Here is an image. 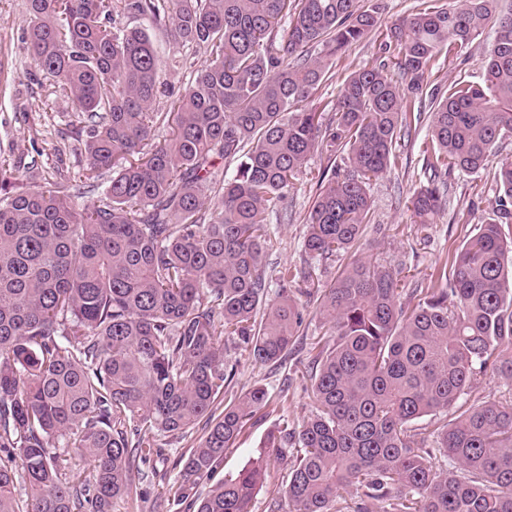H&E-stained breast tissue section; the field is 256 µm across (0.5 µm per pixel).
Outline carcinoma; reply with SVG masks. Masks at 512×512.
Listing matches in <instances>:
<instances>
[{"label":"carcinoma","instance_id":"cac0c4a2","mask_svg":"<svg viewBox=\"0 0 512 512\" xmlns=\"http://www.w3.org/2000/svg\"><path fill=\"white\" fill-rule=\"evenodd\" d=\"M27 15L30 84L51 79L73 104L85 182L109 168L112 179L80 208L64 168L31 187L0 164V512H112L131 491L132 465L160 452L157 437L203 420L173 494L181 503L187 482L211 477L270 401L256 386L222 402L224 338L262 363L282 360L302 321L291 286L309 294L319 279L283 265L268 298L263 258L278 248L269 224L287 216L297 174L320 147L341 158L309 213L304 251L349 252L426 68L490 27L484 83L434 98L424 150L433 178L409 198L426 227L443 203L437 177L478 172L512 139V12L454 0L393 24L379 49L404 84L383 60L356 70L328 119L308 100L329 61L380 27V0H27ZM121 17L209 50L172 111L154 109L162 63L149 34L119 27ZM160 124L171 135L156 142ZM227 159L239 165L221 181ZM497 185L498 215L443 266L440 287L403 303L397 271L357 259L316 288L315 413L299 428L274 424L257 457L193 512H252L271 448L294 449L287 512H374L376 502L381 512H512V401L461 404L490 372L512 380V162ZM426 416L431 432L416 427ZM60 447L87 466L72 467Z\"/></svg>","mask_w":512,"mask_h":512}]
</instances>
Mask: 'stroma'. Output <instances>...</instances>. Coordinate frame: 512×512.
I'll use <instances>...</instances> for the list:
<instances>
[{
  "instance_id": "stroma-1",
  "label": "stroma",
  "mask_w": 512,
  "mask_h": 512,
  "mask_svg": "<svg viewBox=\"0 0 512 512\" xmlns=\"http://www.w3.org/2000/svg\"><path fill=\"white\" fill-rule=\"evenodd\" d=\"M25 26V0H0V157L16 163L15 175L24 184H44L45 180L53 178L61 160L68 167L72 184H80L84 165L80 144L67 140L66 155L61 160L53 151L59 132L70 130L75 120L72 105L48 81L38 92H31L28 75L34 72L35 64L22 39ZM150 35L160 58L175 56L183 61L182 67L165 70L162 75L169 93L158 97L155 109L165 112L173 101V93L181 92L192 81L208 54L195 46L173 42L163 29L155 26L151 27ZM493 38V31L488 30L465 48L440 53L427 69L417 97L421 112L425 115L432 112L434 88H444L455 81L478 83L483 80V59ZM380 60L379 41L372 34L336 55L330 62L333 77L315 94L308 104L309 109L323 111L328 102L336 100L351 72L378 64ZM29 96L34 102L28 121H16L17 99ZM429 128L427 118L413 123L410 136L398 141L390 167L370 185L373 217L364 230L359 248L341 256L340 260L321 262L323 280H331L340 264L362 258L400 269V286L404 292L435 287L439 269L452 261L463 240L474 233L477 225L492 217L498 195L494 174L502 163L512 161V139L498 144L486 169L475 173L454 171L446 175V206L432 217L427 228H420L416 223L406 207V200L414 188L426 184L428 179L424 148ZM330 169L326 153L319 150L312 154L305 171L295 180L288 195V221L273 226L280 245L266 254L264 262L268 267L309 263L303 247L306 220L319 192V175ZM296 301L302 313L299 343L283 362H255L238 340L225 341L226 363L233 370L228 396H239L254 386L264 385L273 402L270 414L251 420L225 452L213 475L214 480L236 474L255 458L275 421L282 420L297 427L313 411L308 395V345L322 333L319 304L301 295ZM160 442L163 456L133 473L130 496L117 501L112 512H188L187 504L173 501L172 488L182 482L181 460L187 457L197 439L164 436Z\"/></svg>"
}]
</instances>
